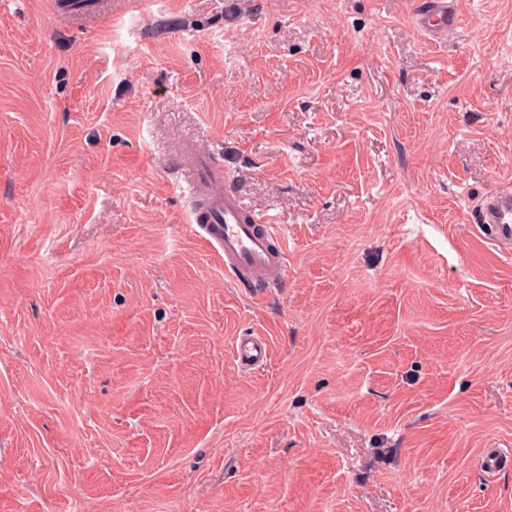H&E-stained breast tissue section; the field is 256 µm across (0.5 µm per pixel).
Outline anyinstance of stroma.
<instances>
[{"mask_svg":"<svg viewBox=\"0 0 512 512\" xmlns=\"http://www.w3.org/2000/svg\"><path fill=\"white\" fill-rule=\"evenodd\" d=\"M0 0V512H512V0ZM211 149L288 236L189 226ZM269 339L242 368L236 336ZM416 13V26L427 38H441L448 29L457 28L462 20L454 1L431 0ZM179 165L175 173L186 185L191 226L224 260L225 274L244 287L279 286L288 269L287 238L272 217L244 209L211 151L198 147ZM475 222L484 224L491 233L512 238V190L484 194L475 211Z\"/></svg>","mask_w":512,"mask_h":512,"instance_id":"obj_1","label":"stroma"}]
</instances>
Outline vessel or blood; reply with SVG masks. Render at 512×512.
I'll use <instances>...</instances> for the list:
<instances>
[{
	"mask_svg": "<svg viewBox=\"0 0 512 512\" xmlns=\"http://www.w3.org/2000/svg\"><path fill=\"white\" fill-rule=\"evenodd\" d=\"M462 23L455 0H427L416 13V26L426 37L441 38ZM185 183L190 215L224 272L244 287L274 288L288 269L287 238L265 213L246 211L229 186L230 177L211 151L196 148L175 169ZM475 221L491 233L512 238V190L484 194ZM234 355L247 368H263L269 359L266 337L255 332L236 336Z\"/></svg>",
	"mask_w": 512,
	"mask_h": 512,
	"instance_id": "b4317fda",
	"label": "vessel or blood"
}]
</instances>
